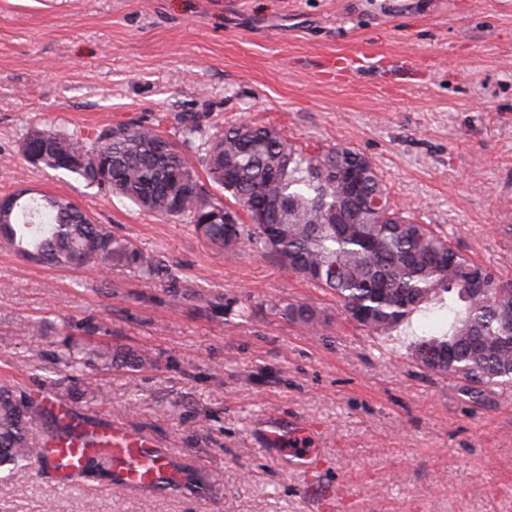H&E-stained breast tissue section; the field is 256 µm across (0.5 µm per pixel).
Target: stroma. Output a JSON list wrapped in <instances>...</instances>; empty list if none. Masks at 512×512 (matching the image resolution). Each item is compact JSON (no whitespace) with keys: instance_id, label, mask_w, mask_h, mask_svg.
Returning <instances> with one entry per match:
<instances>
[{"instance_id":"stroma-1","label":"stroma","mask_w":512,"mask_h":512,"mask_svg":"<svg viewBox=\"0 0 512 512\" xmlns=\"http://www.w3.org/2000/svg\"><path fill=\"white\" fill-rule=\"evenodd\" d=\"M0 0V196L20 187L71 197L97 223L157 255L167 276L58 270L0 246V383L45 398L64 337L147 347L156 366L79 373L94 388L77 411L171 454L173 487L141 494L94 469L61 484L39 467L0 479V512H512V396L471 398L408 345L445 328L416 314L393 343L354 326L334 296L268 256L227 258L185 219L27 163L23 134L105 123L158 124L198 161L178 118L206 131L270 125L299 144L354 148L391 201L512 280V0ZM371 46L382 69L336 77L329 55ZM307 303L326 325L283 313ZM45 322L43 334L31 331ZM102 325L88 337L81 324ZM274 415L289 432L265 435ZM316 449L293 469L292 429Z\"/></svg>"}]
</instances>
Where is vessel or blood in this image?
Returning a JSON list of instances; mask_svg holds the SVG:
<instances>
[{"label":"vessel or blood","mask_w":512,"mask_h":512,"mask_svg":"<svg viewBox=\"0 0 512 512\" xmlns=\"http://www.w3.org/2000/svg\"><path fill=\"white\" fill-rule=\"evenodd\" d=\"M328 65L348 77L360 70L378 69L381 62L376 53L363 49L353 55H336ZM97 437L94 445L68 438L43 448L40 468L67 480L79 475L88 457L104 455L112 459L113 480L127 488L147 492L158 485L177 482V472L168 459L145 440L130 436L117 426L98 430Z\"/></svg>","instance_id":"b4317fda"}]
</instances>
